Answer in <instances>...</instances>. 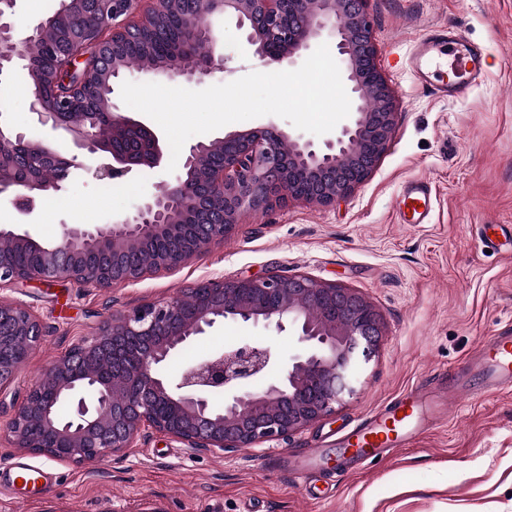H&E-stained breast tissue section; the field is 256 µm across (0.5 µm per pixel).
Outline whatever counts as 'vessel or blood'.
Wrapping results in <instances>:
<instances>
[{
    "label": "vessel or blood",
    "instance_id": "obj_1",
    "mask_svg": "<svg viewBox=\"0 0 512 512\" xmlns=\"http://www.w3.org/2000/svg\"><path fill=\"white\" fill-rule=\"evenodd\" d=\"M483 47L469 43L465 33L448 26L420 39L411 55V69L421 85L440 97L459 99L484 77ZM433 211L431 187L416 181L404 187L397 201L403 223H429ZM482 379L486 393L512 392V327L484 339L465 367L425 377L407 388L344 436L345 453L355 461H371L414 444L428 425L420 414L423 396L442 389L445 405L455 401V390L465 385L466 372Z\"/></svg>",
    "mask_w": 512,
    "mask_h": 512
}]
</instances>
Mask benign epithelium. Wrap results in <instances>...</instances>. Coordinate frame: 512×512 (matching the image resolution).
I'll use <instances>...</instances> for the list:
<instances>
[{"mask_svg": "<svg viewBox=\"0 0 512 512\" xmlns=\"http://www.w3.org/2000/svg\"><path fill=\"white\" fill-rule=\"evenodd\" d=\"M143 0H93L107 19L96 48L111 50L110 66L77 94L63 89L60 63L74 56L80 40L68 34L41 46L43 64L27 83L29 108L44 125L65 130L75 148L97 161V180H118L133 171L159 169L168 153L158 134L119 111L114 85L127 64L122 48L128 34L156 31L160 17L181 0H150L142 20L129 22ZM366 0H193L182 10L188 43L202 38L203 50L184 69H143L185 83L225 69L224 42L199 19H236L261 59L294 60L312 44L335 42L337 59L350 83L352 119L325 150L277 127L235 131L192 145L183 174L146 195L135 211L105 226L62 225L54 242L0 227V249H37L42 263L22 268L0 256V283L41 278L67 279L107 288L133 281L145 268L133 263L136 251L153 254L152 268L169 270L224 240L244 214H259L290 198L324 206L349 196L377 166L396 129V101L376 63L373 25ZM35 48L12 15H0V76ZM147 148L131 154L117 146L130 132ZM27 151L35 176L6 177L4 158ZM220 160L212 161L214 152ZM83 166L78 156L43 140L0 125V195L32 215L47 193L65 182V173ZM93 250L110 258L91 268ZM294 325L302 350L266 386L256 380L270 369L271 348L244 343L199 362L173 382L160 364L174 350L218 322ZM44 328L21 303H0V387L11 382L43 336ZM382 337L377 310L357 292L303 275L216 278L170 298L119 313L95 337L56 359L15 407L0 440L50 458L82 463L128 454L149 427L193 450L228 452L284 439L330 414L356 390V369L375 357ZM224 392V410L213 411L209 396ZM71 402L62 421L53 406Z\"/></svg>", "mask_w": 512, "mask_h": 512, "instance_id": "7a95c632", "label": "benign epithelium"}]
</instances>
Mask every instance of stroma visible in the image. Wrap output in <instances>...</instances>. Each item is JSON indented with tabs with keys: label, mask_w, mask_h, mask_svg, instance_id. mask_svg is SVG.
Wrapping results in <instances>:
<instances>
[{
	"label": "stroma",
	"mask_w": 512,
	"mask_h": 512,
	"mask_svg": "<svg viewBox=\"0 0 512 512\" xmlns=\"http://www.w3.org/2000/svg\"><path fill=\"white\" fill-rule=\"evenodd\" d=\"M377 66L392 88L396 131L376 169L332 206L292 199L242 216L224 242L181 266L94 288L61 279L0 286V302L26 305L45 334L18 378L0 396L22 400L46 368L112 315L187 296L214 278L308 275L352 289L380 313L376 357L358 369L355 393L334 411L293 433L225 454L194 451L146 429L137 452L74 464L0 444V512H512V394L461 395L447 421L418 442L355 473L336 476L343 436L421 377L462 366L481 338L512 324V0H368ZM452 24L484 46L486 74L463 98L423 88L407 65L415 43ZM231 60L206 85L249 72L289 70L262 60L230 18L217 17ZM0 123L34 139L66 142L28 110L23 82ZM167 171H136L112 186L89 174L69 183L61 205L19 215L0 196V225L43 240L65 224L96 226L133 211ZM422 180L434 192L427 224L399 223L395 200ZM495 238L485 247L481 232ZM242 342L271 348L279 363L298 350L294 327L277 330L220 322L193 338L167 364L176 379L191 365ZM308 448L322 452L321 476L303 477L281 459ZM41 465L56 478L53 495L16 485L15 463Z\"/></svg>",
	"instance_id": "obj_1"
}]
</instances>
